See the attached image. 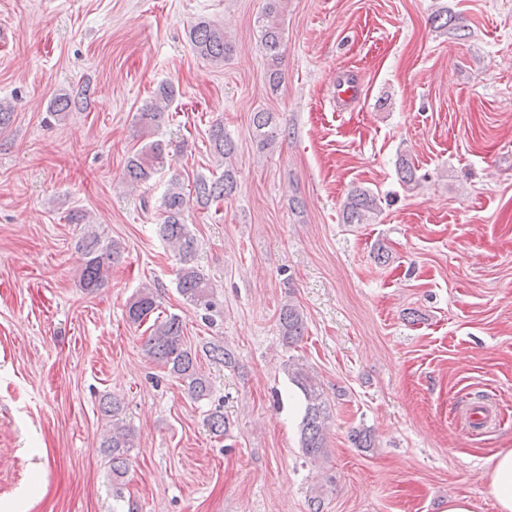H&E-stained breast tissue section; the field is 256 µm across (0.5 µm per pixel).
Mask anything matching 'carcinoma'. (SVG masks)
Returning a JSON list of instances; mask_svg holds the SVG:
<instances>
[{
    "mask_svg": "<svg viewBox=\"0 0 512 512\" xmlns=\"http://www.w3.org/2000/svg\"><path fill=\"white\" fill-rule=\"evenodd\" d=\"M285 0H267L263 17L258 20L260 45L268 58L266 77L271 89L281 85L283 27L282 14ZM190 40L197 53L212 64L224 63L232 51L231 42L224 30L216 24L201 20L191 29ZM90 88L86 87L76 94L62 93L51 101L48 112L60 117L72 107L88 104ZM174 98L171 85L158 87L155 97L144 104L135 115L141 131L154 135L169 118L168 108ZM251 123L254 139L260 149L273 146L283 131L271 112L259 110L252 113ZM210 141L216 156L224 160V171L216 179L204 176L194 178L190 188L184 187V181L177 177L169 180L162 195L161 223L159 235L165 246L179 261L177 291L196 310L206 312L215 307L213 286L199 265V243L190 225L186 224L185 213L190 202L199 207H207L214 202L224 200L237 189L236 172L232 159L236 152L234 140L224 132V124L217 122L210 127ZM166 144L153 140L144 144L131 156L124 169V183L136 188L148 182L166 167ZM378 210L377 198L368 190H352L343 206V220L346 224H365ZM71 224L84 225V234L78 240L84 253V268L80 276V287L89 294L105 287L109 281L112 264L118 262L123 253L120 243L103 240L87 219V213L81 209H72L67 215ZM159 289L150 284L142 285L132 296L127 306V320L133 325H141L153 319L150 333L144 341L147 356L157 365L168 370L187 389L190 396L202 401L211 394V382L199 370L198 351L185 341L184 324L181 315L169 313L163 318L153 314L159 309ZM280 335L288 344L298 342L305 329L304 314L299 305L289 300L281 305L278 315ZM204 353L221 361L227 367L235 364L232 352L215 343L203 346ZM286 371L289 379L302 392L305 400L304 413L300 425V443L306 457L316 462L327 455L326 429L330 418L329 406L320 383L300 364H288ZM100 411L112 418V428L104 437L101 447L111 456L112 497L115 501H124L122 492L124 477L130 467L128 449L134 447V430L125 422L121 402L114 397L103 398Z\"/></svg>",
    "mask_w": 512,
    "mask_h": 512,
    "instance_id": "1",
    "label": "carcinoma"
}]
</instances>
